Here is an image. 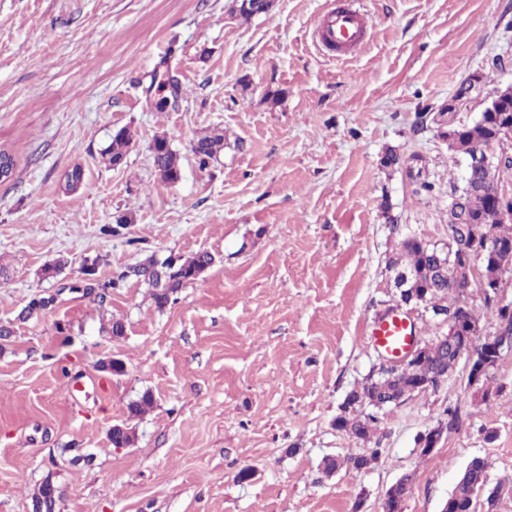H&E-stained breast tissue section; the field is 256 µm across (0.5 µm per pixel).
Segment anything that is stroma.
Listing matches in <instances>:
<instances>
[{"instance_id": "stroma-1", "label": "stroma", "mask_w": 512, "mask_h": 512, "mask_svg": "<svg viewBox=\"0 0 512 512\" xmlns=\"http://www.w3.org/2000/svg\"><path fill=\"white\" fill-rule=\"evenodd\" d=\"M332 2L274 0L244 19L232 0H0V150L14 160L0 179V325L14 331L0 348V512H33L47 480L55 512H377L406 474L403 512H441L476 456L490 482H512L508 351L489 403L458 365L376 411L370 468L323 472L325 457L365 450L336 417L383 362L369 335L398 301L387 257L410 235L448 238L463 168L422 115L475 72L463 120L512 86V0H353L371 38L345 61L313 39ZM167 72L184 96L160 112L151 76ZM122 127L126 158L105 166ZM216 128L228 145L200 168L191 145ZM161 135L182 168L168 186L149 151ZM388 146L421 157L431 192L380 167ZM124 213L123 234L103 235ZM199 251L213 265L161 310L126 275ZM87 260L122 281L106 304L79 287ZM49 294L54 307L18 320ZM113 318L124 336L105 331ZM146 392L152 410L128 419ZM453 407L459 426L422 455L420 434ZM124 420L135 443L118 449L108 431Z\"/></svg>"}]
</instances>
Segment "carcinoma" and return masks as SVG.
Listing matches in <instances>:
<instances>
[{
    "instance_id": "1",
    "label": "carcinoma",
    "mask_w": 512,
    "mask_h": 512,
    "mask_svg": "<svg viewBox=\"0 0 512 512\" xmlns=\"http://www.w3.org/2000/svg\"><path fill=\"white\" fill-rule=\"evenodd\" d=\"M502 139L499 113L482 112L478 120L465 125L455 132L448 144L450 160L455 163L463 161L464 154L478 142ZM132 142L131 132L123 127L112 135V141L101 153L102 162L107 166L124 158ZM227 146L224 132L215 130L199 137L192 145V152L200 168L205 169L210 162L217 159ZM152 165L160 181L174 184L181 177L180 156L172 148L169 140L158 136L150 147ZM492 224L497 241L512 246V223L505 224L493 219L491 198L487 188L483 187V174L478 168L463 170L462 186L451 187L448 193V224L453 236L464 237L466 228L475 224ZM470 260L479 264L483 273L499 285H504L505 275L512 274V254L496 258L481 254L483 246L466 240ZM179 277L171 282L164 276L163 267L158 265L156 256L151 255L129 271L108 282L86 285L90 292L96 293L100 302H105L109 289L119 287V283L132 276L152 288L151 299L156 308L166 307L171 297L182 288L198 281L202 273L209 268L214 257L208 252H198L187 258L177 257ZM460 262L455 260L438 261V258L426 241L417 237L405 238L400 248L388 257V269L407 270L415 274L416 294L424 311L433 314L443 313L452 316L463 314L469 324L480 326V317L469 305L468 294L459 285ZM455 360V351L444 337L432 340L430 351L418 359L409 368L383 374H370L360 386L354 388L341 406V414L336 417V427L353 435L355 438L369 442L373 438V423L376 418L367 414L361 416L356 410L364 406L382 408L393 404V399L402 392L415 388L422 382H434L446 372ZM154 404L153 397L146 392L127 404L130 418H139L147 413ZM487 462L473 458L466 466L456 486L448 498V512H466L469 494L487 484Z\"/></svg>"
}]
</instances>
